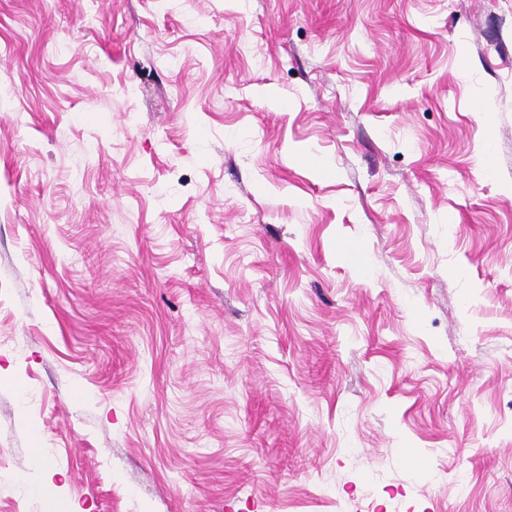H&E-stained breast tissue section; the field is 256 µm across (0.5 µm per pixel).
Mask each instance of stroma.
<instances>
[{"label": "stroma", "mask_w": 512, "mask_h": 512, "mask_svg": "<svg viewBox=\"0 0 512 512\" xmlns=\"http://www.w3.org/2000/svg\"><path fill=\"white\" fill-rule=\"evenodd\" d=\"M71 503L512 512V0H0V512Z\"/></svg>", "instance_id": "1"}]
</instances>
